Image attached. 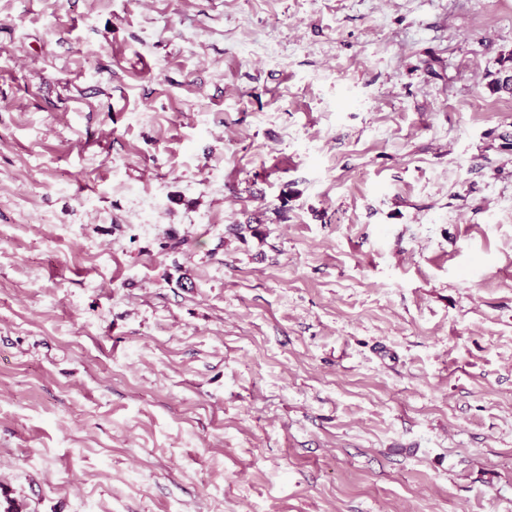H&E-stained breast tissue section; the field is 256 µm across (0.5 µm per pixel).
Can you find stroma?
I'll list each match as a JSON object with an SVG mask.
<instances>
[{
	"mask_svg": "<svg viewBox=\"0 0 512 512\" xmlns=\"http://www.w3.org/2000/svg\"><path fill=\"white\" fill-rule=\"evenodd\" d=\"M511 62L512 0H0V499L512 512Z\"/></svg>",
	"mask_w": 512,
	"mask_h": 512,
	"instance_id": "stroma-1",
	"label": "stroma"
}]
</instances>
